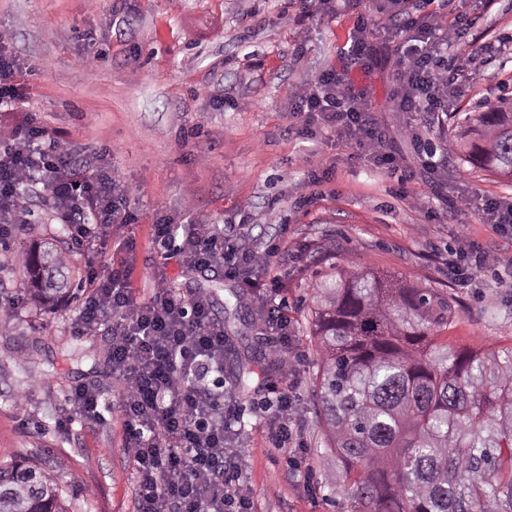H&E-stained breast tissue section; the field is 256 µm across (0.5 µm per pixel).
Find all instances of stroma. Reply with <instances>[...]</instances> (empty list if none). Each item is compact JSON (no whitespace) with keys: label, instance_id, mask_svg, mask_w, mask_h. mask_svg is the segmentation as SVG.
<instances>
[{"label":"stroma","instance_id":"obj_1","mask_svg":"<svg viewBox=\"0 0 512 512\" xmlns=\"http://www.w3.org/2000/svg\"><path fill=\"white\" fill-rule=\"evenodd\" d=\"M417 14L446 7L449 17L470 23L469 37L489 44L496 63L470 64L448 93L449 124L512 98V0H413ZM336 13L301 19L300 0H0V30L13 36L22 61L39 73L21 76L29 107L78 150V164L117 168L135 224L112 235L94 256L71 253L85 278L88 265L107 276L115 263L132 265L138 300L153 294L156 272L185 297L209 295L213 317L225 335L257 324L259 310L243 298L235 314L224 310L233 280L187 269L178 258L155 261L151 226L166 217L184 224L200 218L235 224L249 215L246 242L261 251L284 241L278 273L288 329L301 361L295 392L301 405V447H272L260 428L241 430L245 450L242 487L256 512H344L327 480L336 468L311 401L317 371V339L311 328L315 281L341 269L394 273L415 286L445 288L459 303V321L448 338L483 353L512 345V286L494 269L456 283L449 252L459 250L460 226L492 255L512 259V238L469 210L436 219L433 177L420 170L409 139L390 106L398 91V62L406 37L389 20V0H338ZM366 20L376 51L353 64L341 56ZM336 70L366 94L415 176L407 197L398 183L373 166L333 129L300 136L295 90L322 72ZM328 181L309 190L311 171ZM456 197L477 192L512 197V178L493 175L454 156L442 178ZM307 204H300L302 195ZM34 213L28 232H17L0 250V460L36 454L60 469L71 512H135L136 472L128 454L121 408L126 383L104 359H66L60 345L72 340L71 322L81 299L52 308L22 291L19 255L47 237L60 219L42 186L24 199ZM134 238L135 249L124 246ZM96 384L112 407L107 423L55 422L78 384ZM28 402H19L23 390Z\"/></svg>","mask_w":512,"mask_h":512}]
</instances>
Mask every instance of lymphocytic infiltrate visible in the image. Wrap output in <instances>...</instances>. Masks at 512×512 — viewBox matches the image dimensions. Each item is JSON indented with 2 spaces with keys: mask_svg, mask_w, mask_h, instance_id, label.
I'll return each mask as SVG.
<instances>
[{
  "mask_svg": "<svg viewBox=\"0 0 512 512\" xmlns=\"http://www.w3.org/2000/svg\"><path fill=\"white\" fill-rule=\"evenodd\" d=\"M407 0H392L399 27L415 31L417 47L399 60L400 91L393 109L398 114H420L425 124L442 122L448 112V89L456 84L464 65L480 49L468 40L465 19L448 26L443 16L416 17ZM460 50V67H444L449 47ZM36 63L20 61L11 36L0 34V122L13 119L8 137L0 141V238L10 239L18 222V187L37 181L48 191L63 223L68 224L73 248L89 253L112 232L134 223L126 205L118 173L92 171L74 165L73 151L61 134L49 131L36 113L19 112L23 99L18 77L35 74ZM308 122L303 134H312L311 118H321L347 143L361 149L376 167L396 172L399 157L374 115L355 90L336 71L329 70L294 94ZM446 210L484 212L486 221L501 233L512 231V198L479 200L464 196L448 200ZM236 227L220 229L203 221L191 224H154L153 245H177L182 262L200 273L220 272L237 280L257 305L263 324L275 342L271 353L281 377L274 397L253 412L256 425L269 443L283 448L297 433L295 376L300 354L291 344L287 317L278 289L269 287L264 273L280 254L279 245L256 252L234 244ZM131 271L123 266L108 276L88 271L89 293L72 324L77 336L99 330L106 314H113L112 343L107 349L114 371L127 384L122 418L127 447L136 466L137 512H251L240 479L243 455L230 447L229 437L242 416L219 385L224 375V328L202 298L185 299L157 278L149 301H138L130 286ZM70 414L56 423L69 431L74 420L95 425L105 422L108 410L100 391L79 384L67 396Z\"/></svg>",
  "mask_w": 512,
  "mask_h": 512,
  "instance_id": "1",
  "label": "lymphocytic infiltrate"
}]
</instances>
